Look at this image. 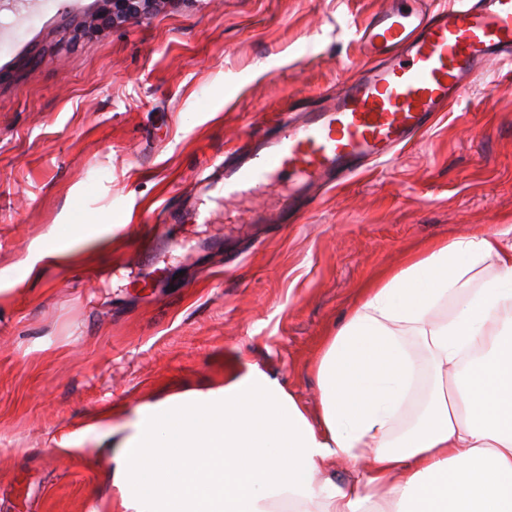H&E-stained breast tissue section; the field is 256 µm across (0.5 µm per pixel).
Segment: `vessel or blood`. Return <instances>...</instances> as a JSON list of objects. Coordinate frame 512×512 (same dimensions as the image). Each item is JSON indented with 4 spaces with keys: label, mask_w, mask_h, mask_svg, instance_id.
<instances>
[{
    "label": "vessel or blood",
    "mask_w": 512,
    "mask_h": 512,
    "mask_svg": "<svg viewBox=\"0 0 512 512\" xmlns=\"http://www.w3.org/2000/svg\"><path fill=\"white\" fill-rule=\"evenodd\" d=\"M371 65L301 119L284 120L257 149L224 164L225 195L297 190L392 163L492 62L512 60V0H446L434 12L393 6L358 28Z\"/></svg>",
    "instance_id": "1"
}]
</instances>
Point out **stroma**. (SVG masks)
Segmentation results:
<instances>
[{
    "mask_svg": "<svg viewBox=\"0 0 512 512\" xmlns=\"http://www.w3.org/2000/svg\"><path fill=\"white\" fill-rule=\"evenodd\" d=\"M390 3L170 0L58 50L94 0L0 8V69L16 71L0 85V512H108V456L57 447V431L105 410L122 426L237 359L315 413L312 362L366 285L431 243L512 225V62L396 163L308 188L291 216L271 194L196 186L282 112L335 96L368 63L356 25ZM92 216L105 249L27 274L39 236Z\"/></svg>",
    "mask_w": 512,
    "mask_h": 512,
    "instance_id": "obj_1",
    "label": "stroma"
}]
</instances>
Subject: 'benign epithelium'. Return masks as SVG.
<instances>
[{"label": "benign epithelium", "instance_id": "benign-epithelium-1", "mask_svg": "<svg viewBox=\"0 0 512 512\" xmlns=\"http://www.w3.org/2000/svg\"><path fill=\"white\" fill-rule=\"evenodd\" d=\"M168 0H97L85 15L59 31L56 45H91L107 28L132 19L149 17L162 10Z\"/></svg>", "mask_w": 512, "mask_h": 512}]
</instances>
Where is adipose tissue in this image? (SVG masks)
<instances>
[{
  "instance_id": "obj_1",
  "label": "adipose tissue",
  "mask_w": 512,
  "mask_h": 512,
  "mask_svg": "<svg viewBox=\"0 0 512 512\" xmlns=\"http://www.w3.org/2000/svg\"><path fill=\"white\" fill-rule=\"evenodd\" d=\"M95 224H56L29 272L100 245ZM495 277L472 287L485 262ZM417 337L435 373L420 407ZM310 419L257 366L139 405L121 432L90 423L62 448H111L113 512H512V239L431 245L373 284L326 336ZM346 464L344 481L328 471Z\"/></svg>"
}]
</instances>
